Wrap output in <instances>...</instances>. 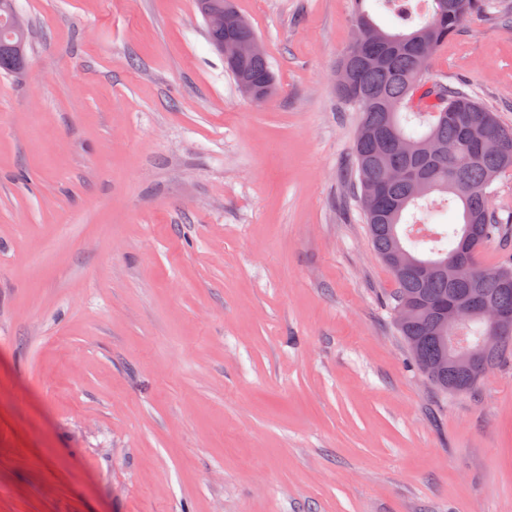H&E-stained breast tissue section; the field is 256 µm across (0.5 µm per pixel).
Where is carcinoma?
<instances>
[{
    "instance_id": "carcinoma-1",
    "label": "carcinoma",
    "mask_w": 512,
    "mask_h": 512,
    "mask_svg": "<svg viewBox=\"0 0 512 512\" xmlns=\"http://www.w3.org/2000/svg\"><path fill=\"white\" fill-rule=\"evenodd\" d=\"M393 2L351 0L352 20L364 46L339 60L337 68L349 70L350 80L336 85V91L360 116L353 145L357 197L381 260L399 250L412 265L440 266L465 254L464 267L456 273L440 267L427 279L394 276L388 307L395 310L401 299L412 304L409 321L397 331L427 375L453 350L441 321L448 304L489 298L512 308V288L483 276L477 262L486 245L508 232L488 200L492 178L512 169V127L502 125L469 86L429 84L426 79L436 49L468 15L487 8L489 0H426L425 11L409 13L394 8ZM378 11L389 12L397 30L381 25ZM14 13V0H0V72L5 74H17L26 64L28 34H11L7 27ZM224 68L241 91L266 97L276 87L263 51L238 62L226 56ZM474 130L481 132V141L479 157L472 162L430 151L450 141L466 143ZM454 204L461 209V222L449 224L445 216ZM466 330L472 345H484L489 368L512 359V340L487 343L485 322L474 319ZM433 384L442 392L472 394L481 381L447 370Z\"/></svg>"
}]
</instances>
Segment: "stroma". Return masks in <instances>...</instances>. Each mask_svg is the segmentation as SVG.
Here are the masks:
<instances>
[{
	"label": "stroma",
	"instance_id": "1",
	"mask_svg": "<svg viewBox=\"0 0 512 512\" xmlns=\"http://www.w3.org/2000/svg\"><path fill=\"white\" fill-rule=\"evenodd\" d=\"M0 75V512H512V362L413 364L357 204L348 0H235L243 95L195 0H15ZM512 127V27L433 56ZM12 14H17L14 0H0V72L5 74H17L26 64L27 24L23 37L14 32L13 38L8 39L7 24ZM224 47H226L225 43L220 47L224 57V68L230 73L238 89L242 93H246L245 88L247 92L261 93L262 97H270L276 84L266 52L261 51L235 63L229 56H224Z\"/></svg>",
	"mask_w": 512,
	"mask_h": 512
}]
</instances>
